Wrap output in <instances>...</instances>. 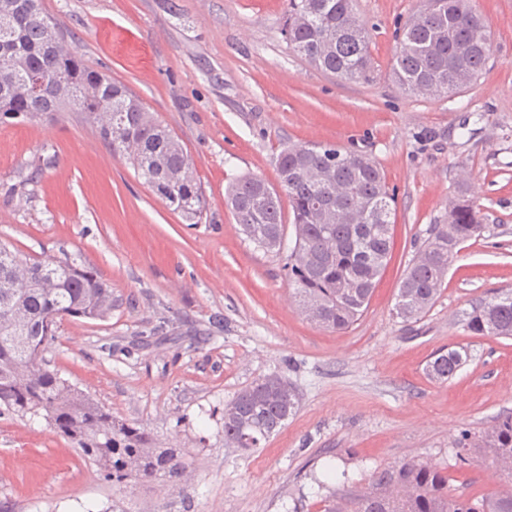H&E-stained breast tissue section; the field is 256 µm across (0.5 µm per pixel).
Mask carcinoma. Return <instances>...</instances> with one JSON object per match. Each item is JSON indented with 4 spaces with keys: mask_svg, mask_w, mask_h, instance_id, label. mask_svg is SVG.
<instances>
[{
    "mask_svg": "<svg viewBox=\"0 0 512 512\" xmlns=\"http://www.w3.org/2000/svg\"><path fill=\"white\" fill-rule=\"evenodd\" d=\"M356 17L355 0H289L282 33L313 67L347 80H367L373 71L369 34ZM479 22L467 0H420L397 31L392 77L415 95L467 87L489 58V46L477 38ZM49 26L56 35L52 46L46 42ZM64 44V34L42 7L17 12L13 36H0V64L16 62L23 79L52 75L58 82L37 93L0 82V124L37 122L67 108L79 112L168 207L199 223L205 199L178 137L125 85L86 67ZM275 166L293 214V247L285 246L281 190L257 177L239 176L226 189L227 206L256 247L286 254L284 267L305 317L321 328L345 331L367 308L390 250L393 198L384 174L363 155L322 144H289L276 155ZM485 229L467 185L458 184L448 201V221L431 226L405 270L395 316L404 323L420 320L461 245ZM112 305V287L92 269L66 260L27 259L1 243L0 406L21 417H43L114 487L177 482L189 467L181 449L158 448L143 456L140 470H127L130 458L152 446L150 434L112 417L45 367L43 354L56 339L59 317L100 319ZM464 326L474 336L512 338V291L474 305L464 313ZM466 359L467 353L456 349L438 352L427 375L445 382ZM232 403L237 416L224 419V443L250 450L285 425L299 399L259 379ZM109 427L112 436L99 441L97 433ZM459 444V464L475 459L504 473L509 486L493 495L455 498L448 494L444 468L413 458L374 470L366 491L330 496L323 512H512V415L499 418L476 439L462 432Z\"/></svg>",
    "mask_w": 512,
    "mask_h": 512,
    "instance_id": "obj_1",
    "label": "carcinoma"
}]
</instances>
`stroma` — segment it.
<instances>
[{
	"mask_svg": "<svg viewBox=\"0 0 512 512\" xmlns=\"http://www.w3.org/2000/svg\"><path fill=\"white\" fill-rule=\"evenodd\" d=\"M84 63L126 85L183 143L206 199L190 225L99 139L80 113L0 125V242L92 268L109 317H63L52 369L158 447L181 449L184 482L118 490L43 418L0 413V512H321L410 459L445 467L453 495L501 488L456 464L462 431L512 412V339L473 336L462 314L512 290V0H469L490 34L483 74L416 98L391 78L395 32L418 0H358L374 73L312 68L281 34L288 0H42ZM478 114L472 130L465 118ZM333 144L374 160L395 197L387 265L350 328L308 321L280 256L255 247L225 205L230 179L278 186L285 144ZM466 179L489 229L463 244L431 309L393 306L430 225ZM465 349L445 383L434 353ZM276 374L295 415L260 447L224 443V406ZM336 482L318 487L326 467Z\"/></svg>",
	"mask_w": 512,
	"mask_h": 512,
	"instance_id": "obj_1",
	"label": "stroma"
}]
</instances>
